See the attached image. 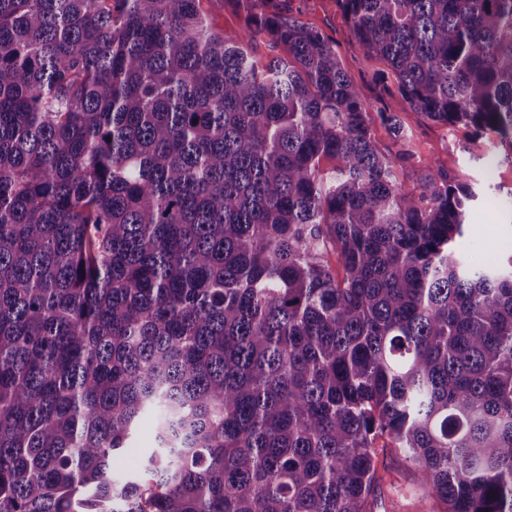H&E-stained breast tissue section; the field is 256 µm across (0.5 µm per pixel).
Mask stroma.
Returning a JSON list of instances; mask_svg holds the SVG:
<instances>
[{"mask_svg": "<svg viewBox=\"0 0 512 512\" xmlns=\"http://www.w3.org/2000/svg\"><path fill=\"white\" fill-rule=\"evenodd\" d=\"M285 6L333 42L345 72L372 105L400 113L416 155L411 165L396 172L406 189H418L433 167L473 188L477 198L472 205L471 226L458 243L460 251L478 265L511 256L512 147L492 135H478L464 126H440L418 113L403 111L399 95L374 82V73L386 72L387 66L359 47L336 0H286ZM156 433L155 416L141 417L130 453L114 457L116 476L125 479L139 475L142 457L157 445ZM376 469L381 495L377 512H437L433 500L422 491L415 469L402 455L379 449Z\"/></svg>", "mask_w": 512, "mask_h": 512, "instance_id": "obj_1", "label": "stroma"}]
</instances>
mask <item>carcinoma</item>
Here are the masks:
<instances>
[{
	"instance_id": "obj_1",
	"label": "carcinoma",
	"mask_w": 512,
	"mask_h": 512,
	"mask_svg": "<svg viewBox=\"0 0 512 512\" xmlns=\"http://www.w3.org/2000/svg\"><path fill=\"white\" fill-rule=\"evenodd\" d=\"M239 2L226 38L201 0H0V512H374L382 437L439 512H512V256L466 262L473 189L406 190L398 113ZM338 2L410 111L512 145V0ZM156 417L146 414L138 421L135 428L134 437L129 443L133 448L129 454H116L112 458V463H120L114 467L113 473L121 480L128 477H134L140 474L139 463L142 457L152 448L157 447L156 441Z\"/></svg>"
}]
</instances>
